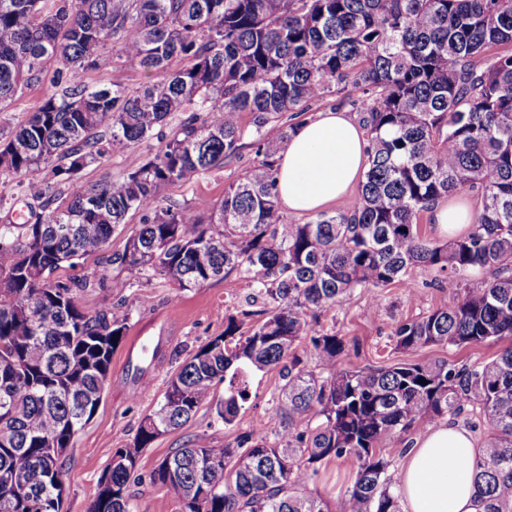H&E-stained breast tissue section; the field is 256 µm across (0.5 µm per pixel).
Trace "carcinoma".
Listing matches in <instances>:
<instances>
[{"label": "carcinoma", "instance_id": "carcinoma-1", "mask_svg": "<svg viewBox=\"0 0 512 512\" xmlns=\"http://www.w3.org/2000/svg\"><path fill=\"white\" fill-rule=\"evenodd\" d=\"M112 40L148 82H79ZM177 57L189 65L173 71ZM50 68L56 90L0 129V174L19 180L28 207L25 241L0 230V512H62L64 459L98 408L129 317L121 305L83 307L77 292L90 282L55 273L103 252L131 212L142 213L139 230L105 258L128 281L152 271L188 291L235 272L259 308L224 315V334L168 379L133 445L113 450L89 512H134L131 485L144 482L181 512H331L308 486L334 461L348 469L350 512H401L386 449L468 405L486 434L468 462L479 512H512V0H0V112ZM329 97L363 112L368 169L348 208L290 224L277 162L293 125L279 117ZM176 112L189 116L122 182L61 190ZM246 115L260 160L220 206L165 204L164 186L237 154ZM464 189L482 200L468 234L427 238L420 214ZM415 266L444 275L448 304L397 326L405 358L352 366L320 317L357 288L377 301L409 285ZM474 269L494 276L460 287ZM304 340L318 372L297 352ZM501 341L481 365L408 359ZM264 369L283 380L274 416L232 444L187 443L139 472L143 449L202 405L234 424L250 373Z\"/></svg>", "mask_w": 512, "mask_h": 512}]
</instances>
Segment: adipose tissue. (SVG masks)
<instances>
[{"mask_svg":"<svg viewBox=\"0 0 512 512\" xmlns=\"http://www.w3.org/2000/svg\"><path fill=\"white\" fill-rule=\"evenodd\" d=\"M365 130L346 113L322 112L295 125L279 158V202L306 214L342 198L367 167ZM438 233L466 231L473 211L464 195L441 198L428 213ZM477 440L467 428L445 423L428 430L406 454L398 479L404 512H478L474 473L468 463Z\"/></svg>","mask_w":512,"mask_h":512,"instance_id":"adipose-tissue-1","label":"adipose tissue"}]
</instances>
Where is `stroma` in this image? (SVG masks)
I'll return each instance as SVG.
<instances>
[{"label":"stroma","instance_id":"stroma-1","mask_svg":"<svg viewBox=\"0 0 512 512\" xmlns=\"http://www.w3.org/2000/svg\"><path fill=\"white\" fill-rule=\"evenodd\" d=\"M149 79L148 72L127 59L118 43L101 51L98 69L83 74L81 81L91 87L119 86L136 89ZM147 155L146 146L113 149L100 162L83 169L65 187L75 193L103 181L120 182L124 174L138 167ZM258 161L251 137H244L238 154L193 183H175L162 189L165 203L184 209L208 202L220 204L224 189ZM104 275L103 285L79 294L88 309H108L124 304L129 313L128 331L112 355L109 379L92 420L78 434L75 447L65 462L67 471L65 512H88L98 480L112 452L132 445L142 418L151 413L165 390L170 375L194 353L224 331L225 313L245 309L247 281L238 275L214 279L203 286L178 292L175 285L159 275L129 284L103 256L80 261L77 266L57 271L58 280L70 283ZM439 273L416 267L410 272L411 288L393 284L382 291L378 305H371L367 290L356 289L339 306L324 314L320 322L344 336L350 347V361L357 366H380L396 360L394 330L405 320L421 316L448 299L441 288ZM251 399L232 426L217 423L210 406H202L183 427L163 433L143 450L139 468L149 473L172 449L186 443L225 445L248 431L257 421L275 414L282 384L278 370L253 372ZM347 469L332 462L309 485L308 490L325 496L333 512H348L344 494Z\"/></svg>","mask_w":512,"mask_h":512}]
</instances>
